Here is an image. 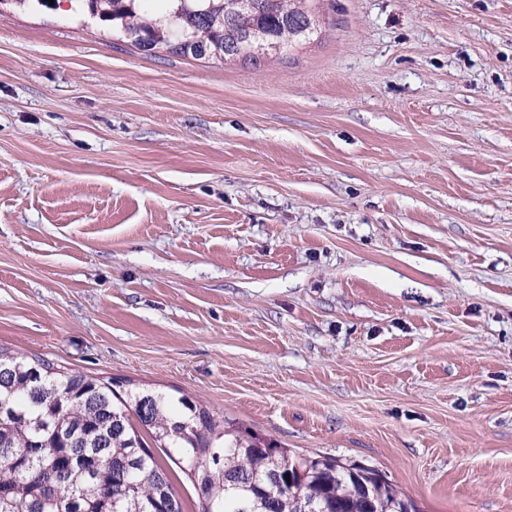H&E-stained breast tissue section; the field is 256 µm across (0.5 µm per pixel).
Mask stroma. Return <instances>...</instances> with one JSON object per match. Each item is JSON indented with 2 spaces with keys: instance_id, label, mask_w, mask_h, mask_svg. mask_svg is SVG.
<instances>
[{
  "instance_id": "1",
  "label": "stroma",
  "mask_w": 512,
  "mask_h": 512,
  "mask_svg": "<svg viewBox=\"0 0 512 512\" xmlns=\"http://www.w3.org/2000/svg\"><path fill=\"white\" fill-rule=\"evenodd\" d=\"M320 7L224 64L0 10V348L512 512V0Z\"/></svg>"
}]
</instances>
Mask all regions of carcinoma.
Returning <instances> with one entry per match:
<instances>
[{
    "label": "carcinoma",
    "mask_w": 512,
    "mask_h": 512,
    "mask_svg": "<svg viewBox=\"0 0 512 512\" xmlns=\"http://www.w3.org/2000/svg\"><path fill=\"white\" fill-rule=\"evenodd\" d=\"M70 10L139 50L256 61L317 34L320 0H68ZM0 512H182L169 474L140 433L186 473L201 512H411L392 483L371 504L330 456L295 457L183 395L68 372L0 349ZM280 480L278 496L259 486Z\"/></svg>",
    "instance_id": "carcinoma-1"
}]
</instances>
